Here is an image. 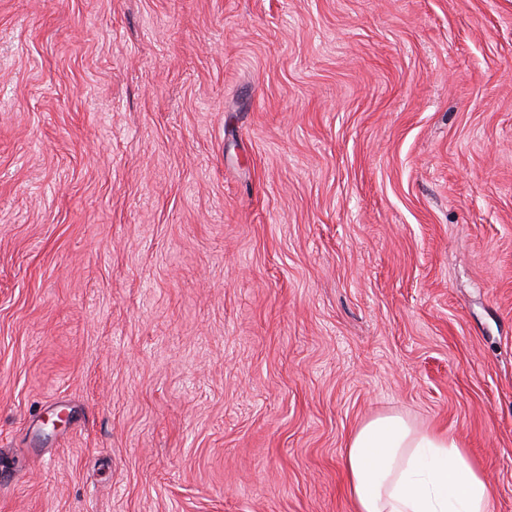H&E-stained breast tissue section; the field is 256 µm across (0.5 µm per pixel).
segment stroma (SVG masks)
<instances>
[{
    "label": "stroma",
    "mask_w": 512,
    "mask_h": 512,
    "mask_svg": "<svg viewBox=\"0 0 512 512\" xmlns=\"http://www.w3.org/2000/svg\"><path fill=\"white\" fill-rule=\"evenodd\" d=\"M389 413L512 512V0H0V512H353Z\"/></svg>",
    "instance_id": "1"
}]
</instances>
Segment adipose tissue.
Listing matches in <instances>:
<instances>
[{
  "label": "adipose tissue",
  "mask_w": 512,
  "mask_h": 512,
  "mask_svg": "<svg viewBox=\"0 0 512 512\" xmlns=\"http://www.w3.org/2000/svg\"><path fill=\"white\" fill-rule=\"evenodd\" d=\"M344 465L355 512H491L484 476L456 439L398 414L357 429Z\"/></svg>",
  "instance_id": "1"
}]
</instances>
